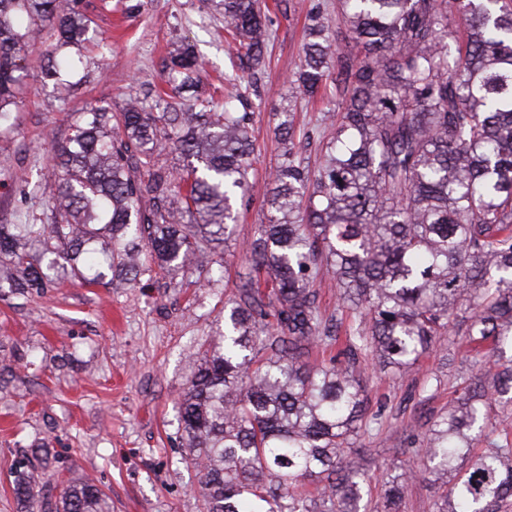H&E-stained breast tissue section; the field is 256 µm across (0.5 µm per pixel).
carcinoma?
<instances>
[{"label":"carcinoma","instance_id":"cac0c4a2","mask_svg":"<svg viewBox=\"0 0 512 512\" xmlns=\"http://www.w3.org/2000/svg\"><path fill=\"white\" fill-rule=\"evenodd\" d=\"M234 43L231 66H262L271 38L263 0H212ZM339 23L310 13L291 85L323 93L332 137L315 168L276 127L284 150L267 223L245 248L268 280H240L224 331L198 354L180 402L206 512H360L365 475L344 464L367 422L360 360L403 372L449 336L472 361L461 392L416 452L445 490L432 512H499L512 497V448H487L465 470L489 413L512 400V0H340ZM77 0H0V131L44 31L45 75L69 92L91 39ZM192 46L170 55V91L119 115L86 107L58 144L55 187L31 224H0V277L43 295L73 275L135 286L146 266L205 286L224 275L237 202L252 182L248 95L218 107L185 97L201 82ZM182 166L161 160V146ZM210 253L208 264L197 256ZM336 280L352 321L322 313L317 282ZM344 346L327 360L314 348ZM508 363H503V360ZM419 473L383 491L399 512ZM315 492L304 490L306 482ZM21 512H102V491L66 480L51 504L31 472L14 481Z\"/></svg>","mask_w":512,"mask_h":512}]
</instances>
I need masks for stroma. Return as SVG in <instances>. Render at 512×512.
I'll list each match as a JSON object with an SVG mask.
<instances>
[{
	"label": "stroma",
	"instance_id": "stroma-1",
	"mask_svg": "<svg viewBox=\"0 0 512 512\" xmlns=\"http://www.w3.org/2000/svg\"><path fill=\"white\" fill-rule=\"evenodd\" d=\"M314 2L280 0L269 13L266 65L249 81L261 102L250 120L253 189L224 251L223 281L186 288L180 274L155 266L136 288L77 278L40 297L0 288V512H20L19 469L42 472L52 500L62 481L87 478L102 490L105 512H204L178 403L197 351L223 330L224 303L251 271L242 247L264 220L281 150L275 110L289 105L295 139L311 130L330 136L319 122L324 101L295 95L290 84ZM78 8L103 43L82 49V80L65 97L43 77V44L30 48L14 125L0 135V224L41 213L34 188L53 184L54 146L86 105L101 100L117 112L132 96L153 101L166 79L163 62L180 43L195 45L201 90L215 101L249 83L231 68L224 16L210 0H79ZM361 367L367 412L381 424L359 433L347 461L366 476L362 512H384L382 487L414 455L401 441L424 438L428 420L455 399L467 363L451 336L410 373L381 371L369 357ZM434 376L439 386L426 387Z\"/></svg>",
	"mask_w": 512,
	"mask_h": 512
}]
</instances>
